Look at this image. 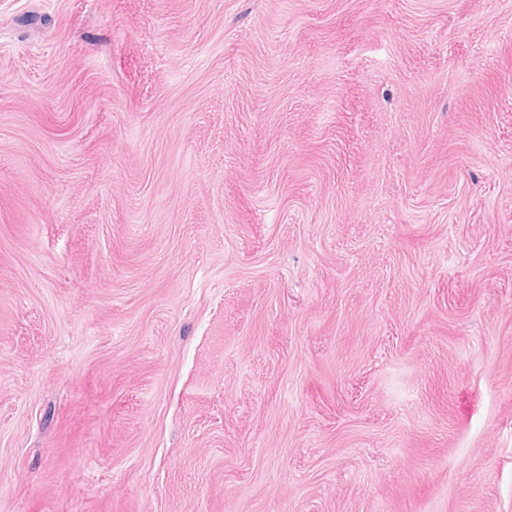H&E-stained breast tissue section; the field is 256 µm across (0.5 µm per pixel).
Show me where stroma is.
I'll list each match as a JSON object with an SVG mask.
<instances>
[{
    "instance_id": "stroma-1",
    "label": "stroma",
    "mask_w": 512,
    "mask_h": 512,
    "mask_svg": "<svg viewBox=\"0 0 512 512\" xmlns=\"http://www.w3.org/2000/svg\"><path fill=\"white\" fill-rule=\"evenodd\" d=\"M0 512H512V0H0Z\"/></svg>"
}]
</instances>
